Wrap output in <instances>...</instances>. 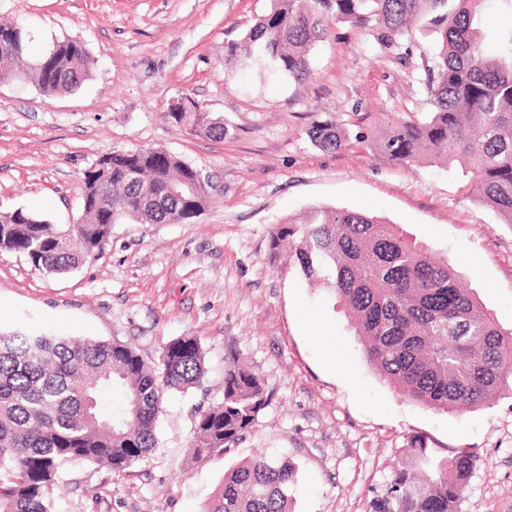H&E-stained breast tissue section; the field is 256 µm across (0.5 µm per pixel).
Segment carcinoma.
Instances as JSON below:
<instances>
[{"mask_svg": "<svg viewBox=\"0 0 512 512\" xmlns=\"http://www.w3.org/2000/svg\"><path fill=\"white\" fill-rule=\"evenodd\" d=\"M488 0H270V10L225 46V60L246 67L259 51L275 71L310 74L311 55L334 24L375 23L384 44L418 25L436 36L425 69L431 111L422 122H396L364 141L388 161L421 159L464 165L463 192L512 224V0L488 53L480 30ZM32 37L18 22L0 23V80L27 81L44 95L72 92L92 59L77 38L52 41L31 55ZM171 122L222 139L227 127L189 95ZM308 136L336 151L343 129L317 122ZM83 173L82 215L56 225L24 208L0 212V250L60 275L98 254L112 225L189 222L211 202L201 169L163 148L108 154ZM270 261L345 306L369 364L403 398L438 411L484 406L512 396V329H505L462 285L456 269L395 225L358 210L316 208L274 225ZM205 354L181 336L146 363L129 345L29 330L0 331V512H53L50 495L75 462L124 471L157 447L165 393L201 384ZM119 388L121 407L105 414L101 396ZM268 393L256 372L229 357L222 400L198 412L190 456H226L256 423ZM480 462L467 449L439 454L419 436L404 449L371 512H458ZM299 481L287 456L257 454L224 473L204 512H290Z\"/></svg>", "mask_w": 512, "mask_h": 512, "instance_id": "cac0c4a2", "label": "carcinoma"}]
</instances>
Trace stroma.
Wrapping results in <instances>:
<instances>
[{"label":"stroma","instance_id":"stroma-1","mask_svg":"<svg viewBox=\"0 0 512 512\" xmlns=\"http://www.w3.org/2000/svg\"><path fill=\"white\" fill-rule=\"evenodd\" d=\"M270 0H0L41 50L80 38L95 67L73 92L46 98L0 82V211L22 207L54 224L82 213L81 178L97 156L161 147L214 174L217 191L183 224L112 227L99 255L53 277L0 251V328L106 339L146 362L184 335L205 352L201 386L172 392L151 458L122 472L70 464L53 512H201L230 467L285 453L302 475L294 512H371L411 438L439 453L469 449L482 463L459 512H512V397L459 414L399 397L367 362L344 306L268 258L281 219L315 206L362 210L448 259L504 328L512 327V224L467 198L462 167L392 164L359 142L431 110L422 83L432 35L413 28L393 45L372 25L341 23L294 80L224 61ZM191 95L223 117L224 138L167 121ZM330 119L347 146L307 134ZM264 380L270 399L235 454L195 462L196 413L220 402L229 356Z\"/></svg>","mask_w":512,"mask_h":512}]
</instances>
